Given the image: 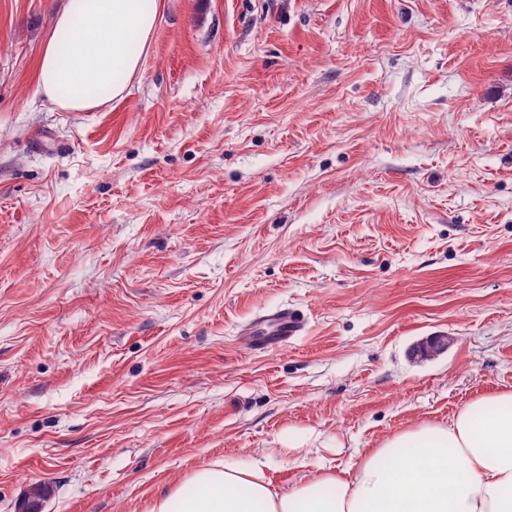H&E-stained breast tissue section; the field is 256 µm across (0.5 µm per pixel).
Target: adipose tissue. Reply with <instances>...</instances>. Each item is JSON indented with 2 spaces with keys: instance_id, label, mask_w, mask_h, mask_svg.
I'll return each instance as SVG.
<instances>
[{
  "instance_id": "ef3b65f1",
  "label": "adipose tissue",
  "mask_w": 512,
  "mask_h": 512,
  "mask_svg": "<svg viewBox=\"0 0 512 512\" xmlns=\"http://www.w3.org/2000/svg\"><path fill=\"white\" fill-rule=\"evenodd\" d=\"M162 0H66L35 66L36 90L89 111L121 99L141 71ZM265 458L216 460L156 495L149 512H512V390L322 468L293 487L264 475Z\"/></svg>"
}]
</instances>
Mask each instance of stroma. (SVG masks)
<instances>
[{
  "label": "stroma",
  "instance_id": "stroma-1",
  "mask_svg": "<svg viewBox=\"0 0 512 512\" xmlns=\"http://www.w3.org/2000/svg\"><path fill=\"white\" fill-rule=\"evenodd\" d=\"M62 5L0 0V512L289 488L512 389V0H163L89 112L36 92ZM303 331V318L295 309L279 307L258 316L247 329L255 350L285 346ZM453 338L447 333H439L426 338L416 344L413 349L415 358L419 361H428L437 358L448 350Z\"/></svg>",
  "mask_w": 512,
  "mask_h": 512
}]
</instances>
